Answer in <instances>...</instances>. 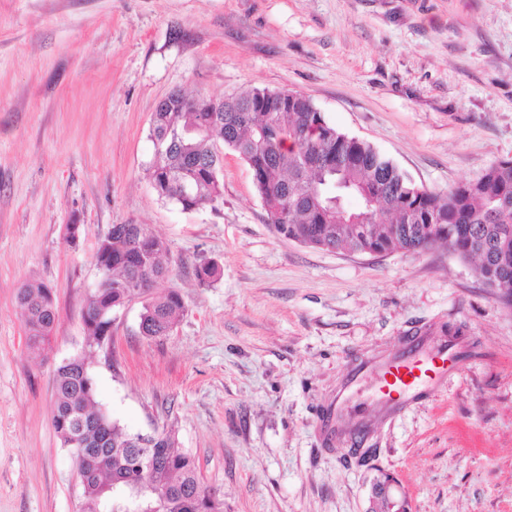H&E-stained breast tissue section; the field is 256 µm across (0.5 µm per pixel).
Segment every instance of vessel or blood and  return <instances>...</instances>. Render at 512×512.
<instances>
[{"label":"vessel or blood","mask_w":512,"mask_h":512,"mask_svg":"<svg viewBox=\"0 0 512 512\" xmlns=\"http://www.w3.org/2000/svg\"><path fill=\"white\" fill-rule=\"evenodd\" d=\"M408 344L409 353L387 365L374 394L378 403L392 412L399 410L403 397L415 395L430 383L447 377L457 358V349L452 344L426 348L413 336L409 337Z\"/></svg>","instance_id":"vessel-or-blood-1"}]
</instances>
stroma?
Here are the masks:
<instances>
[{
  "label": "stroma",
  "mask_w": 512,
  "mask_h": 512,
  "mask_svg": "<svg viewBox=\"0 0 512 512\" xmlns=\"http://www.w3.org/2000/svg\"><path fill=\"white\" fill-rule=\"evenodd\" d=\"M253 86L306 94L444 194L512 159V0H0V512H80L54 378L85 349L95 253L115 224L167 242L156 289L186 311L156 339L139 333L141 301L114 315L108 354L90 360L96 400L131 433L174 426L224 512H370L384 473L411 512H512V307L473 264L444 245L375 255L289 240L230 150L218 209L158 199V102ZM208 260L223 268L209 285L195 276ZM30 280L57 309L39 352L15 304ZM409 336L460 354L390 416L369 395ZM365 362V404L326 439ZM359 374L352 376L348 384L342 389V391L336 396V402L331 407L327 419L324 424V431L328 436H333L335 431L334 421L340 417L343 410L350 399V390L358 383ZM348 393V394H347Z\"/></svg>",
  "instance_id": "obj_1"
}]
</instances>
